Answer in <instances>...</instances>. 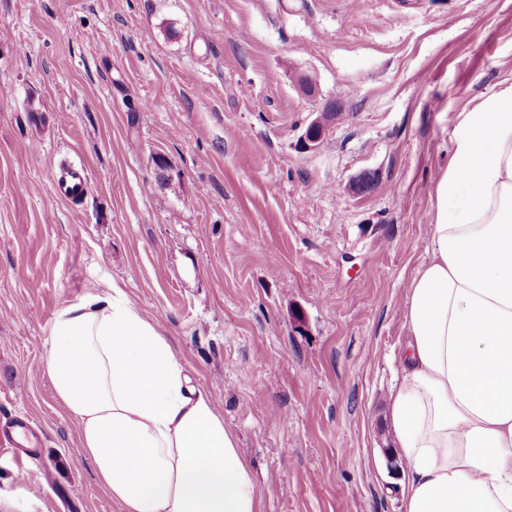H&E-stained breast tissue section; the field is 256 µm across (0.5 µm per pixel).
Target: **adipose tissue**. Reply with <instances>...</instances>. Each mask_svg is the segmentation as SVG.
Returning <instances> with one entry per match:
<instances>
[{"instance_id":"ef3b65f1","label":"adipose tissue","mask_w":512,"mask_h":512,"mask_svg":"<svg viewBox=\"0 0 512 512\" xmlns=\"http://www.w3.org/2000/svg\"><path fill=\"white\" fill-rule=\"evenodd\" d=\"M387 399L401 512H512V85L460 113ZM121 512H263L237 436L119 286L60 308L42 364Z\"/></svg>"}]
</instances>
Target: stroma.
Segmentation results:
<instances>
[{
	"label": "stroma",
	"instance_id": "stroma-1",
	"mask_svg": "<svg viewBox=\"0 0 512 512\" xmlns=\"http://www.w3.org/2000/svg\"><path fill=\"white\" fill-rule=\"evenodd\" d=\"M509 84L512 0H0V428L26 415L36 441L0 453V512H120L42 371L56 311L114 283L211 394L264 512H400L405 290L456 116ZM63 161L90 173L81 204ZM325 108V111H330L333 108L338 109V105L333 103L332 105H327ZM333 111L334 110L330 112H320L321 114L309 124L301 138L303 147L310 149L319 144L325 135L328 123L334 119L335 115ZM91 179L84 166H61L54 176V189L63 200L78 202L84 199L90 189Z\"/></svg>",
	"mask_w": 512,
	"mask_h": 512
}]
</instances>
